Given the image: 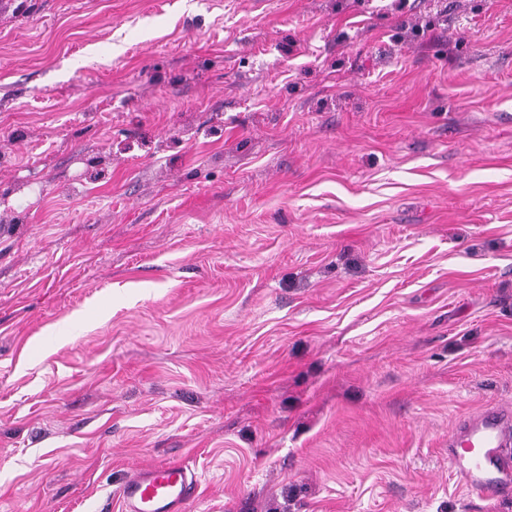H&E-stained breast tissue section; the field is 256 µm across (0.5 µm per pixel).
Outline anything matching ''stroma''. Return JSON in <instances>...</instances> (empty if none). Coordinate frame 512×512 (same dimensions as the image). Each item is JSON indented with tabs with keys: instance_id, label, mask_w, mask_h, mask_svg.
<instances>
[{
	"instance_id": "1",
	"label": "stroma",
	"mask_w": 512,
	"mask_h": 512,
	"mask_svg": "<svg viewBox=\"0 0 512 512\" xmlns=\"http://www.w3.org/2000/svg\"><path fill=\"white\" fill-rule=\"evenodd\" d=\"M512 0H0V512H512ZM512 411L485 408L461 419L448 437V465L461 485L484 500L512 495ZM196 472L181 462L141 468L119 490L123 512H184L199 487Z\"/></svg>"
}]
</instances>
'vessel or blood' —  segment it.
<instances>
[{"mask_svg":"<svg viewBox=\"0 0 512 512\" xmlns=\"http://www.w3.org/2000/svg\"><path fill=\"white\" fill-rule=\"evenodd\" d=\"M448 465L486 501L512 495V411L489 407L461 419L448 438ZM198 487L197 473L182 463L144 467L119 490L122 512H185Z\"/></svg>","mask_w":512,"mask_h":512,"instance_id":"b4317fda","label":"vessel or blood"}]
</instances>
